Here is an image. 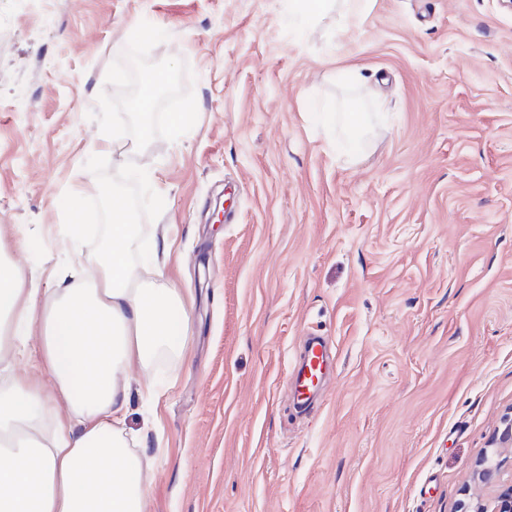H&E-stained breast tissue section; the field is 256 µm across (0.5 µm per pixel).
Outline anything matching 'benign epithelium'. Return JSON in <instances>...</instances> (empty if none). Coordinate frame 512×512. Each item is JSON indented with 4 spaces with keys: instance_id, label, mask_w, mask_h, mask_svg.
Returning <instances> with one entry per match:
<instances>
[{
    "instance_id": "7a95c632",
    "label": "benign epithelium",
    "mask_w": 512,
    "mask_h": 512,
    "mask_svg": "<svg viewBox=\"0 0 512 512\" xmlns=\"http://www.w3.org/2000/svg\"><path fill=\"white\" fill-rule=\"evenodd\" d=\"M512 455V411L497 427L489 451L476 462L472 482L478 493L461 501L457 512H512V477L505 464Z\"/></svg>"
}]
</instances>
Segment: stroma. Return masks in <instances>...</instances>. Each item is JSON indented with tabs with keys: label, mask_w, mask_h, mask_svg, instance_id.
I'll return each instance as SVG.
<instances>
[{
	"label": "stroma",
	"mask_w": 512,
	"mask_h": 512,
	"mask_svg": "<svg viewBox=\"0 0 512 512\" xmlns=\"http://www.w3.org/2000/svg\"><path fill=\"white\" fill-rule=\"evenodd\" d=\"M292 9L0 0V245L44 288L72 236L90 267L108 185L136 192L132 254L171 241L185 352L133 369L156 392L125 419L149 512H457L512 409V7L372 0L347 32ZM138 72L176 78L181 131L142 133ZM351 110L356 164L320 119ZM310 336L337 370L301 413Z\"/></svg>",
	"instance_id": "stroma-1"
}]
</instances>
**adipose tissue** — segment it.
<instances>
[{"label":"adipose tissue","instance_id":"adipose-tissue-1","mask_svg":"<svg viewBox=\"0 0 512 512\" xmlns=\"http://www.w3.org/2000/svg\"><path fill=\"white\" fill-rule=\"evenodd\" d=\"M370 0H298L299 15L318 20L335 10L349 26ZM136 227L122 198L113 197L93 268L59 275L54 288L27 284L25 272L0 249V512H146L148 489L140 454L130 447L125 418L130 370L164 351L180 350L191 310L166 282L169 246L142 262L131 258ZM151 269L141 280L138 267ZM41 340L38 372L19 374L24 337ZM53 382L49 409L42 375Z\"/></svg>","mask_w":512,"mask_h":512}]
</instances>
